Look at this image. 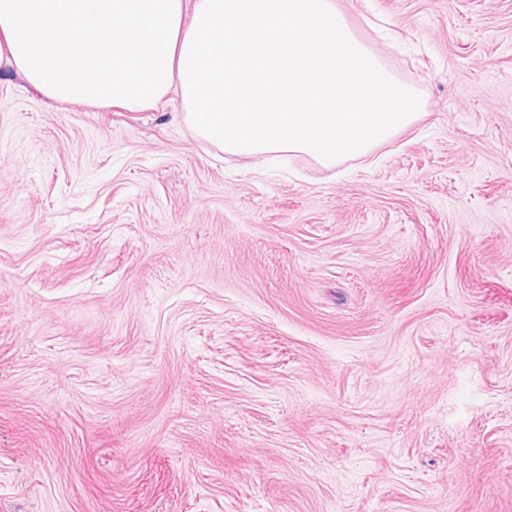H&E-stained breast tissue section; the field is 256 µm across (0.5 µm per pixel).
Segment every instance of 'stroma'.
I'll list each match as a JSON object with an SVG mask.
<instances>
[{"label":"stroma","mask_w":512,"mask_h":512,"mask_svg":"<svg viewBox=\"0 0 512 512\" xmlns=\"http://www.w3.org/2000/svg\"><path fill=\"white\" fill-rule=\"evenodd\" d=\"M335 3L333 167L0 71V512H512V0Z\"/></svg>","instance_id":"obj_1"}]
</instances>
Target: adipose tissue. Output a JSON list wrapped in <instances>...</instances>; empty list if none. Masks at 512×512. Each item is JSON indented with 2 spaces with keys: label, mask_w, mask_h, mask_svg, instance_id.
<instances>
[{
  "label": "adipose tissue",
  "mask_w": 512,
  "mask_h": 512,
  "mask_svg": "<svg viewBox=\"0 0 512 512\" xmlns=\"http://www.w3.org/2000/svg\"><path fill=\"white\" fill-rule=\"evenodd\" d=\"M81 32L95 53L73 49ZM46 97L128 110L175 94L196 136L326 166L410 126L397 81L333 0H0V69Z\"/></svg>",
  "instance_id": "1"
}]
</instances>
